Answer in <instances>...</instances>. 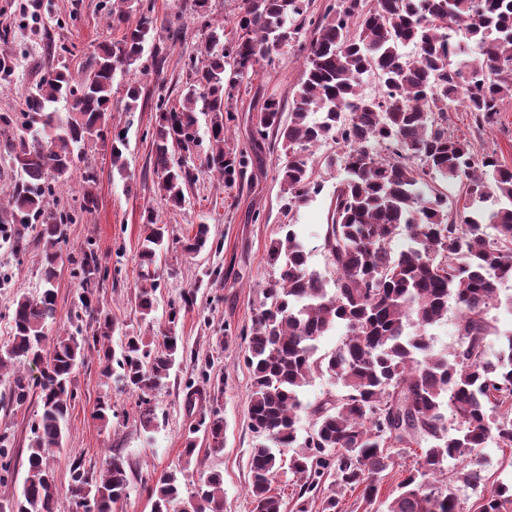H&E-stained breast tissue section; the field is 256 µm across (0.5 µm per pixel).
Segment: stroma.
I'll list each match as a JSON object with an SVG mask.
<instances>
[{
    "instance_id": "1",
    "label": "stroma",
    "mask_w": 512,
    "mask_h": 512,
    "mask_svg": "<svg viewBox=\"0 0 512 512\" xmlns=\"http://www.w3.org/2000/svg\"><path fill=\"white\" fill-rule=\"evenodd\" d=\"M22 2L0 0V30L12 31L7 47L14 60L11 76L0 80V113L21 108L26 93L53 61L52 44H67L71 50L69 62L75 67L99 42L121 37L118 29L110 27L106 11L99 9V0H37V9L29 11L22 10ZM151 2L155 30L141 66L117 76L110 127L86 148L88 163L97 174L96 205L79 223L69 225L66 249L77 252L94 246L108 271L101 302L114 325L113 347H120L128 334L153 339L170 302L184 291L195 290L196 301L180 314L178 334L184 358L167 386L153 399L156 428L146 431L139 426L134 396L123 392L117 379L101 376L96 355H88L76 368L73 382L78 397L71 411L69 433L56 455L58 481L67 484V461L71 456L81 454L98 464L106 455L122 454L131 466L130 487L116 512H150L149 487L164 471L178 465L194 421L185 406V385L198 378L207 359L211 362V378L224 383V444L218 452L199 444L198 459L185 481L195 485L210 471H221L224 512H251L249 456L256 437L247 419L251 379L245 363L247 344L240 333L250 326L254 310L263 301V289L273 274L268 249L271 241L284 236L285 221L293 222L304 241L310 268L323 275L330 272L321 244L337 176L323 163L332 147L326 144L309 151L308 164L323 189L293 218H285L279 194V158L268 144L258 145L252 139L265 98L272 94L287 97L302 80L303 52L285 49L260 61L233 89L237 118L230 124L229 141L250 157L242 182L228 187L218 177L202 174L187 188L182 208L168 206L154 190V102L161 94L178 101L187 79L186 60L204 39L208 25H223L225 41L235 39V17L242 0H210L203 17L192 10V0ZM174 28L183 32L182 41L177 43L169 38ZM130 81L142 88L138 108L133 112L124 109V87ZM116 128L127 132L126 167L122 170L112 166V131ZM448 129L469 141L475 152L494 155L501 165L512 168V99L504 100L494 123L481 129L474 127L465 108L453 109L448 114ZM148 210L166 225L170 241L168 252L157 264V322L153 325L141 320L132 300L138 282L140 243L147 232L143 214ZM202 223L210 225L219 248L188 256L179 242L192 225ZM0 275L9 279L8 286L0 288L1 345L11 334L8 313L16 293H34L41 287L37 250L18 256L0 242ZM105 395L114 402L106 423L94 417L96 404ZM37 409L34 396L19 408L0 407V430H8L14 437L15 463L13 480L0 484V500L12 498L22 486L30 424Z\"/></svg>"
}]
</instances>
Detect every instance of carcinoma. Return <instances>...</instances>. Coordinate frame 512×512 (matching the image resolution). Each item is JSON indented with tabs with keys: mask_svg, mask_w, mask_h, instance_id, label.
<instances>
[{
	"mask_svg": "<svg viewBox=\"0 0 512 512\" xmlns=\"http://www.w3.org/2000/svg\"><path fill=\"white\" fill-rule=\"evenodd\" d=\"M103 0L121 39L99 47L73 71L65 44L55 46L57 65L49 68L17 112L0 113V148L18 177L0 203V240L15 254L39 249L42 288L15 296L12 335L0 347V381L9 405H24L39 390L40 411L30 425L26 476L20 496L0 502V512H114L127 498L129 465L113 454L97 466L83 457L67 462L68 510L60 508L61 489L54 453L63 447L77 398L75 368L94 352L100 373L118 374L137 396L138 420L147 430L156 416L150 397L165 388L184 347L177 327L194 292L170 303L164 329L156 339L128 336L115 351L110 345L112 318L100 306L106 271L92 248L69 258L79 282L71 329L49 338L55 319V284L63 268L67 225L95 203L96 176L87 166L81 196L62 208L50 207L56 184L68 181L84 150L100 137L111 116L116 74L127 73L143 57L153 30L151 12L135 23L129 14ZM308 0H244L236 40L224 43L216 26L189 57L187 81L178 104L160 95L155 104L152 165L157 190L174 208L186 201L195 182V160L227 186L244 178L247 161L227 146L234 120V84L260 60L283 48L307 52L303 79L291 91L289 112L282 100H264L257 132L275 136L281 146L279 183L284 208L293 213L322 190L306 152L331 142L336 150L325 167L342 171L328 208L322 249L331 268L326 278L308 265V252L293 229L269 247L274 277L264 301L253 312L246 333V362L252 383L249 427L259 442L249 458L252 512H282L272 493L281 464L274 449L297 444L300 390L320 373L342 386L340 394L311 411L313 430L288 470L295 478L297 512H308L311 495L325 475L340 488L359 491L363 512H372L383 473L395 466L391 449L416 447L412 469L397 484L386 512H463L458 490L484 482L481 451L490 439L512 447V335L489 358L488 318L498 302V285L512 280V206L489 208L494 198L512 203V169L490 155L476 154L468 142L448 132V109L460 104L479 121L489 122L512 98V0H340L314 30L307 31ZM463 26L481 49L466 63L448 31ZM415 49L412 56L400 51ZM377 79L378 94L362 91L363 79ZM69 103L65 115L54 107ZM209 117V147L199 154L198 113ZM127 134L112 135V166L124 168ZM493 173V181L485 178ZM456 180L465 205L448 215V196L429 187L437 178ZM140 250L135 306L153 321L159 283L158 256L167 249L165 228L154 214ZM493 229L489 234L487 229ZM408 240L395 254L391 243ZM192 256L213 247L210 227L192 225L180 240ZM459 310L458 345L453 353L433 349L426 329ZM342 325L336 351L318 354L320 338ZM40 367L31 379L25 364ZM186 405L206 407L189 428L183 464L155 479L151 512H224V478L207 475L183 492L180 475L192 464L202 433L213 447L224 438L219 391L207 377L186 385ZM14 439L0 431V470L10 473ZM450 460L464 463L455 479L437 487L433 478ZM479 512H512V483L499 482L482 495Z\"/></svg>",
	"mask_w": 512,
	"mask_h": 512,
	"instance_id": "1",
	"label": "carcinoma"
}]
</instances>
